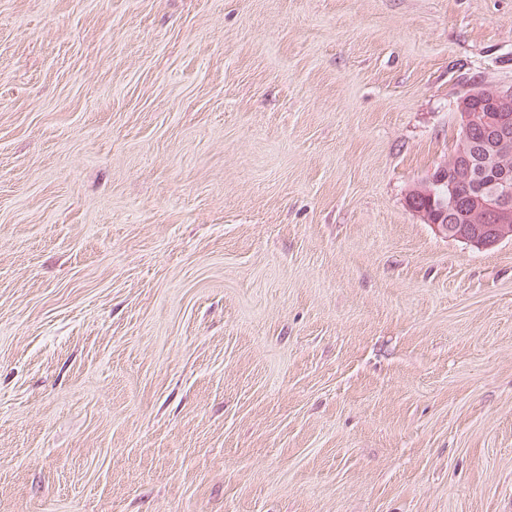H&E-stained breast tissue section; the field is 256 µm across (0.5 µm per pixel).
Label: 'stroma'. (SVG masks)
I'll return each instance as SVG.
<instances>
[{
	"label": "stroma",
	"mask_w": 512,
	"mask_h": 512,
	"mask_svg": "<svg viewBox=\"0 0 512 512\" xmlns=\"http://www.w3.org/2000/svg\"><path fill=\"white\" fill-rule=\"evenodd\" d=\"M475 86L512 0H0V512H512ZM484 96L478 97L476 89H471L459 100L456 110L461 127V141L456 153L448 156L444 162L427 172L407 193L410 209L424 224L448 239L465 243L476 248H488L512 236V171L509 162L512 158V87L487 89ZM483 131L487 136L483 163L486 167L498 171V178L489 185L488 190L476 196H470L463 207V216L467 224H449L448 215H454L461 209L457 202L463 191H469L473 177L472 168L468 164L455 163L458 155L464 154L465 146H472L471 136L474 132ZM484 166V167H485ZM448 170L452 177L448 178ZM441 186L436 196L434 188ZM423 201L419 205V201ZM458 209V210H457Z\"/></svg>",
	"instance_id": "stroma-1"
}]
</instances>
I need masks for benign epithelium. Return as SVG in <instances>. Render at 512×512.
<instances>
[{"label":"benign epithelium","instance_id":"obj_1","mask_svg":"<svg viewBox=\"0 0 512 512\" xmlns=\"http://www.w3.org/2000/svg\"><path fill=\"white\" fill-rule=\"evenodd\" d=\"M484 95L494 103L491 112H473L462 100L456 104L461 127L456 155L464 154L472 146V134L481 130L487 136L483 163L498 171L488 190L466 201L467 223H448L473 177L471 166L455 163V155L429 170L407 193L410 209L436 233L481 249L512 236V87L487 89Z\"/></svg>","mask_w":512,"mask_h":512}]
</instances>
